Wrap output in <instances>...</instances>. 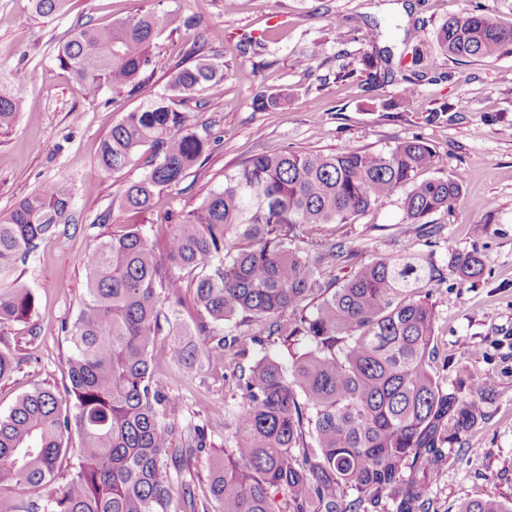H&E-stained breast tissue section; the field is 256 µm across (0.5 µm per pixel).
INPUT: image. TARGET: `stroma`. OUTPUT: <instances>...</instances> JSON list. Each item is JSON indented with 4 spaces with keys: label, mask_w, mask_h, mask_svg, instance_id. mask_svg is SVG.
<instances>
[{
    "label": "stroma",
    "mask_w": 512,
    "mask_h": 512,
    "mask_svg": "<svg viewBox=\"0 0 512 512\" xmlns=\"http://www.w3.org/2000/svg\"><path fill=\"white\" fill-rule=\"evenodd\" d=\"M466 0H69L56 18L37 16L30 0H0V81L15 71L21 102L11 129L0 132V218L47 182L67 180L76 221L59 225L40 241L19 272L33 288L31 319L0 328V336L23 360L21 373L0 382V414L37 384L65 393L70 345L61 327L73 322L86 286L85 260L113 231L97 215L146 172L136 161L123 172L99 169V148L125 111L142 97L163 93L169 73L182 58L185 39L163 33L154 50V73L143 95L111 90L85 99L70 74L59 67V45L78 27L155 9H180L199 22L204 54L224 65V81L184 104L189 120L210 138V149L173 190L155 196L154 213L196 207L224 183V175L250 155L289 149L385 151L418 136L438 152L437 177H464V192L452 210L430 217L435 236L419 237L405 223L399 202L374 207L349 224L314 228L313 241L333 238L368 262L411 249L446 268L449 251L475 252L484 259L479 278L445 279L430 297L436 316V360H447L446 385L470 377L488 379V417L453 448L427 491L434 512H456L473 499L512 500V46L494 57L461 62L434 42L448 17L463 13ZM380 35L370 39L371 27ZM259 40L250 54L239 51L242 35ZM424 43L421 65L427 78L412 104L388 108L403 86L398 66L405 43ZM390 51L382 78H335L342 55L359 59ZM282 96L280 109L256 112L254 95ZM155 377L180 405V426L206 423L215 446L230 445L237 404L235 381L220 357L199 355L194 369L175 359L167 336L152 352Z\"/></svg>",
    "instance_id": "1"
}]
</instances>
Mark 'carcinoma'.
<instances>
[{"instance_id":"obj_1","label":"carcinoma","mask_w":512,"mask_h":512,"mask_svg":"<svg viewBox=\"0 0 512 512\" xmlns=\"http://www.w3.org/2000/svg\"><path fill=\"white\" fill-rule=\"evenodd\" d=\"M68 0H32L52 18ZM194 15L147 10L107 26H82L58 47L88 99L109 87L139 89L153 65L162 32H189ZM435 42L448 56L484 58L512 45V28L475 4L448 18ZM187 44L190 66H176L164 92L127 112L103 141L100 169L119 173L152 150L147 172L129 184L118 209L137 216L156 193L176 188L209 150L176 102L224 80L223 66ZM422 50L400 56L410 71L397 109L414 100L424 72ZM348 61L335 79L360 72L373 84L378 62ZM281 94L258 92L256 112L275 110ZM0 84V130L19 111ZM439 165L420 137L387 152L257 153L224 174V186L172 225L164 246L152 228L133 222L112 232L86 260L87 288L76 319L64 325L71 345L67 402L50 387L23 395L0 415V512H171L172 470L207 456L215 512H430L425 490L448 460V449L486 418L490 383L482 378L450 388L433 374L435 314L421 285H439L442 271L409 257L362 263L345 279L333 275L356 252L328 239L308 249L312 227L347 224L401 193L405 222L426 230V218L460 199V175L422 179ZM68 182L45 184L0 219V326L31 316L35 296L16 275L37 241L73 221ZM476 253L448 251V271L462 281L482 274ZM191 294L212 328L204 351L224 360L255 347L303 345L289 368L263 357L235 367V436L216 447L196 425L175 447L178 402L154 379L157 336L191 369L198 346L170 322L165 307ZM22 361L0 349V382ZM468 386L469 395H462ZM458 512H512V502L473 499Z\"/></svg>"}]
</instances>
